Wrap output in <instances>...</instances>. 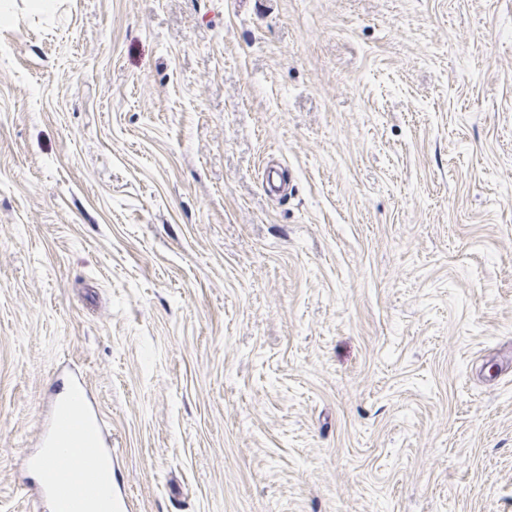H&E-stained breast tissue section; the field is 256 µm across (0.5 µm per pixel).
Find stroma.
I'll use <instances>...</instances> for the list:
<instances>
[{
	"mask_svg": "<svg viewBox=\"0 0 512 512\" xmlns=\"http://www.w3.org/2000/svg\"><path fill=\"white\" fill-rule=\"evenodd\" d=\"M11 14L0 512L64 373L135 512H512V0Z\"/></svg>",
	"mask_w": 512,
	"mask_h": 512,
	"instance_id": "obj_1",
	"label": "stroma"
}]
</instances>
